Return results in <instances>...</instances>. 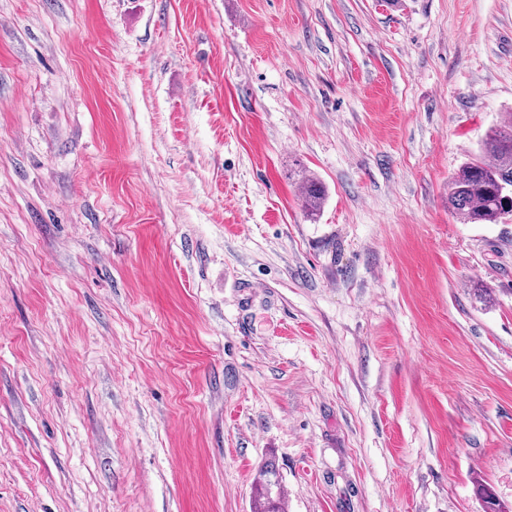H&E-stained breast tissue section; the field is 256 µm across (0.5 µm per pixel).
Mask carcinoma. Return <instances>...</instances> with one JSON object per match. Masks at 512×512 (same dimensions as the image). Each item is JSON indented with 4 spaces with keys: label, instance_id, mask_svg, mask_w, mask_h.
<instances>
[{
    "label": "carcinoma",
    "instance_id": "1",
    "mask_svg": "<svg viewBox=\"0 0 512 512\" xmlns=\"http://www.w3.org/2000/svg\"><path fill=\"white\" fill-rule=\"evenodd\" d=\"M301 201L313 214L325 192L317 179L299 175ZM448 206L463 224H496L512 212V120L490 129L480 154L448 181ZM283 487L276 468L267 465L255 483L253 512H283Z\"/></svg>",
    "mask_w": 512,
    "mask_h": 512
}]
</instances>
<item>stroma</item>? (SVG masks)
<instances>
[{
	"instance_id": "1",
	"label": "stroma",
	"mask_w": 512,
	"mask_h": 512,
	"mask_svg": "<svg viewBox=\"0 0 512 512\" xmlns=\"http://www.w3.org/2000/svg\"><path fill=\"white\" fill-rule=\"evenodd\" d=\"M511 113L512 0H0V512H512ZM480 154L448 181V206L463 224H497L512 211V119L490 129ZM299 173L301 172L299 171ZM299 173L297 176L299 177L298 183L301 187L302 206L313 215L321 209L325 199V192L317 179L307 176L303 172L302 174ZM283 487L276 468L267 465L259 472L255 483L253 512H283Z\"/></svg>"
}]
</instances>
